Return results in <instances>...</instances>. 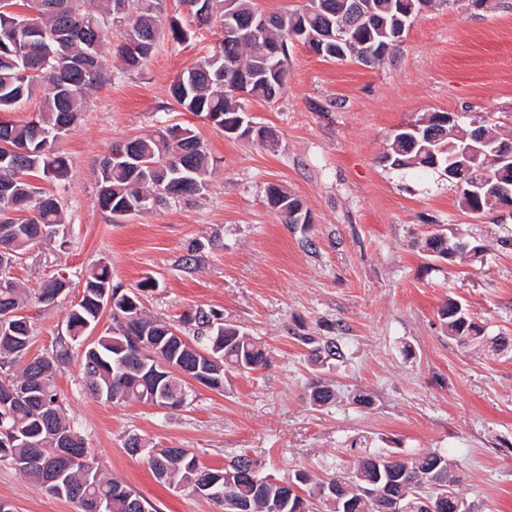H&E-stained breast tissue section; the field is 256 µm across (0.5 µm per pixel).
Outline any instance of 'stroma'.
Returning a JSON list of instances; mask_svg holds the SVG:
<instances>
[{"instance_id":"1","label":"stroma","mask_w":512,"mask_h":512,"mask_svg":"<svg viewBox=\"0 0 512 512\" xmlns=\"http://www.w3.org/2000/svg\"><path fill=\"white\" fill-rule=\"evenodd\" d=\"M165 15L180 21L186 40L161 36L134 73L117 72L120 39L107 34L114 72L60 143L70 168L61 199L67 235L32 244L13 275L31 289L59 272L70 284L53 306L24 307L29 353L51 351L84 271L104 260L124 288L157 281L142 299L147 315L172 323L197 308L215 310L262 342L269 362L229 373L220 391L192 383L177 408L106 401L82 383L86 344L112 325L103 310L56 378L90 462L158 512H224L159 483L126 440L186 448L214 469L245 453L285 480L298 469L343 475L352 440L363 436L402 457L447 452L475 512H512V248L499 243L512 234V213L473 215L440 172L382 160L394 131L434 112L453 113L466 128H512V0H439L370 67L289 41L279 95L244 103L251 122L273 130L265 145L224 136L172 100V81L207 57L222 31L197 26L179 0H165ZM175 123L195 129L214 160L204 196L111 223L96 197L102 158L118 141ZM271 184L299 198L310 223H283L267 203ZM440 229L483 245L482 256H428L420 243ZM194 241L206 249L187 269L182 257ZM450 298L467 305L486 335L505 337L508 349L494 355L451 339L437 315ZM307 336L337 337L343 358L315 365ZM317 385L333 390L330 403L313 402ZM358 395L369 405L356 404ZM0 499L16 512H78L1 463Z\"/></svg>"}]
</instances>
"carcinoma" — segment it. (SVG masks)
<instances>
[{"mask_svg":"<svg viewBox=\"0 0 512 512\" xmlns=\"http://www.w3.org/2000/svg\"><path fill=\"white\" fill-rule=\"evenodd\" d=\"M430 7L436 0H308L290 15L268 16L269 26L256 31L249 26L257 15L252 0H181L200 26H238L241 37L220 41L209 58L181 72L170 88L174 102L187 112L231 128L243 109L239 94L271 100L285 81L287 54L274 57L262 51L267 43L286 44L290 32L301 29L321 36L344 17H355L350 31H337L339 40L323 47V57L338 61L353 58L372 66L382 62L396 40L411 4ZM18 0H0V112H7L23 99L41 94V112L24 123L0 121V278L11 287L0 289V367H19L16 374L0 381V393L15 397L0 399V462H7L27 476L42 491L77 504L79 512L100 500L106 512H152L153 505L121 481L107 476L87 462L85 441L69 419L57 386V374L71 360V343L93 330L104 308L112 314V327L83 353L87 387L109 401L162 402L181 406L189 387L188 374L205 386L224 390V374L231 370H254L267 363L264 347L222 314L198 309L181 322L193 327L190 336L178 328L144 314L140 296L156 287L146 278L134 291L112 284L110 267L101 261L85 276L80 301L69 312L65 337L51 352L26 357L32 329L20 314L29 297L49 306L55 303L53 280L44 281L37 292L19 285L12 270L27 248L42 238L65 237L64 214L55 193L34 183L62 185L69 175L59 140L81 119L91 90L107 80L104 37L109 30L122 38L119 57L124 69L144 66L163 28V0H32V12L15 11ZM477 129L460 130L439 140L447 150L440 161L471 142ZM436 145L414 143L393 134L390 165L427 170L429 153ZM482 156L479 165L493 179L479 197L474 173L464 175L460 204L483 210L496 207L493 185L512 183V168ZM213 159L194 129L179 124L112 145L100 163L97 201L111 222L119 223L169 200L190 203L209 185ZM270 206L283 223L293 224L301 201L284 187L271 184L266 190ZM430 256L469 255L464 242H451L441 233L426 238ZM438 317L450 338L460 344H482L483 328L468 309L455 300L446 301ZM316 359L337 360L341 351L332 338L314 340ZM358 454L344 476L314 479L299 470L286 481L275 482L260 472V464L241 456L223 469L200 465L196 455L184 448H161L148 457L154 476L174 487L191 491L219 503L224 512H383L381 502L363 490L401 493L410 487L408 499L426 497L445 488L441 512H463L467 499L459 492L462 476L448 454L432 451L394 459L391 455L353 441Z\"/></svg>","mask_w":512,"mask_h":512,"instance_id":"carcinoma-1","label":"carcinoma"}]
</instances>
